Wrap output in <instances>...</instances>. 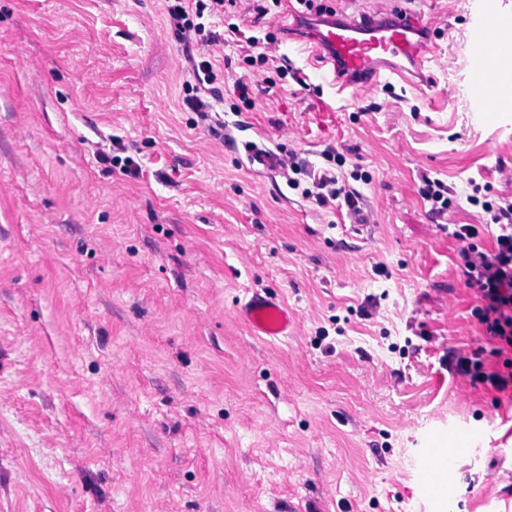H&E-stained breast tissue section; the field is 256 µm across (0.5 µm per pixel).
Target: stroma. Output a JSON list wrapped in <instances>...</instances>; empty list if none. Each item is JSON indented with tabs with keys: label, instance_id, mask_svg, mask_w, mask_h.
<instances>
[{
	"label": "stroma",
	"instance_id": "stroma-1",
	"mask_svg": "<svg viewBox=\"0 0 512 512\" xmlns=\"http://www.w3.org/2000/svg\"><path fill=\"white\" fill-rule=\"evenodd\" d=\"M480 6L412 5L448 16L440 107L400 82L316 118L326 67L308 43L270 51L283 83L251 82L248 118L298 128L287 150L308 181L332 151L339 182L369 173L355 187L373 227L356 233L346 210L280 199L207 147L163 0H0V512H512V391L455 381L445 358H512L473 317L448 232L479 226L490 248L466 197L512 200V111L471 109ZM266 30L246 11L213 24L228 69L214 111ZM116 147L139 177L104 171L97 153ZM428 178L449 188L447 212L422 198ZM259 286L300 316L288 341L237 319ZM434 448L463 454L427 496L416 465Z\"/></svg>",
	"mask_w": 512,
	"mask_h": 512
}]
</instances>
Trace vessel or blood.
Masks as SVG:
<instances>
[{"instance_id":"obj_1","label":"vessel or blood","mask_w":512,"mask_h":512,"mask_svg":"<svg viewBox=\"0 0 512 512\" xmlns=\"http://www.w3.org/2000/svg\"><path fill=\"white\" fill-rule=\"evenodd\" d=\"M336 2L333 11L310 18L301 28L304 38L332 62L333 70L324 79L335 94L358 99L390 81L406 80L411 69L423 78L431 77L440 52L434 40L443 23L438 13L413 16L398 10L364 21L349 13L353 0ZM506 4L507 0H482L481 15L469 29L476 48L471 60L473 110L480 117L500 114L501 108L488 89L512 79V70L503 65L497 50L501 23L507 15ZM295 135L289 125L278 130L276 136L282 148L271 153L258 169V176H287L290 158L284 145L293 141ZM236 312L251 335L265 343L285 341L299 326L295 312L270 287L248 290L237 300ZM454 461L451 452L426 455L417 469L423 489L432 488L440 472L452 467Z\"/></svg>"}]
</instances>
